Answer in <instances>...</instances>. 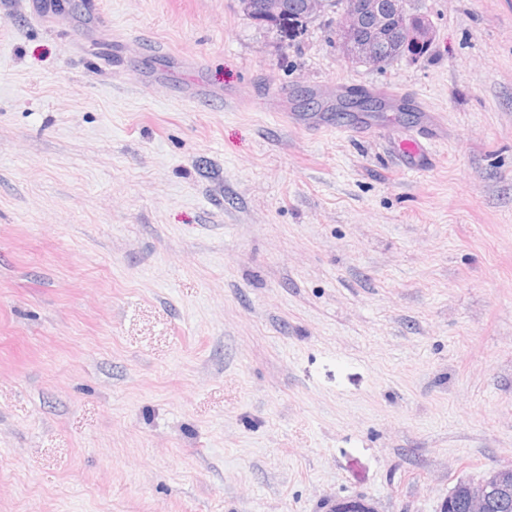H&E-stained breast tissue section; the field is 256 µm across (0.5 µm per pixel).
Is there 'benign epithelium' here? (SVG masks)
<instances>
[{
    "label": "benign epithelium",
    "instance_id": "obj_1",
    "mask_svg": "<svg viewBox=\"0 0 512 512\" xmlns=\"http://www.w3.org/2000/svg\"><path fill=\"white\" fill-rule=\"evenodd\" d=\"M409 0H341L337 4V31L347 51L368 63L380 60V49L389 43L388 33L393 25L405 27L406 40L397 46L398 54L416 57L414 46L432 43L430 28L421 17L407 9ZM301 15L309 20L330 8L329 0H300ZM493 490L482 482L470 487L469 507L483 512L489 506Z\"/></svg>",
    "mask_w": 512,
    "mask_h": 512
}]
</instances>
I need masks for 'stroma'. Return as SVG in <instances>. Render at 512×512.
<instances>
[{
    "label": "stroma",
    "instance_id": "stroma-1",
    "mask_svg": "<svg viewBox=\"0 0 512 512\" xmlns=\"http://www.w3.org/2000/svg\"><path fill=\"white\" fill-rule=\"evenodd\" d=\"M408 6L433 43L378 67L330 12L0 0V512H441L512 468V0ZM244 8L246 9L247 13H250V15H246L249 19L266 23L267 25H270L272 27H275L278 29L281 33L288 34V37L294 33V31L299 28L303 27V24L305 21L297 14V11H291L288 12V14L283 15L279 18L278 22L276 23L275 18H270L268 16V13L264 11L263 9H257L254 13H251V10L249 9L248 5H244ZM267 19H271V22H268Z\"/></svg>",
    "mask_w": 512,
    "mask_h": 512
}]
</instances>
